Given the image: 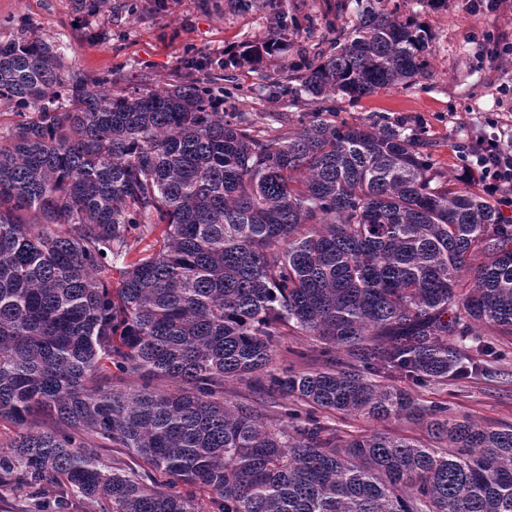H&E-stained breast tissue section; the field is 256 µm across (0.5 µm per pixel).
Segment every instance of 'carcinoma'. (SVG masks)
I'll return each instance as SVG.
<instances>
[{"label":"carcinoma","instance_id":"cac0c4a2","mask_svg":"<svg viewBox=\"0 0 512 512\" xmlns=\"http://www.w3.org/2000/svg\"><path fill=\"white\" fill-rule=\"evenodd\" d=\"M78 14L109 0H72ZM329 53L288 63L285 112H226L217 77L117 88L63 71L21 24L0 41V490L47 512H512V425L448 415L421 390L498 375L512 336V219L435 170L405 121H336L416 83L431 33L354 0ZM272 8L288 51L312 21ZM159 233L134 254L129 240ZM120 278L112 282V272ZM323 366L278 371L277 338ZM159 380L171 383L163 389ZM256 382L258 405L224 395ZM407 420L421 438L352 435L332 415ZM91 432L143 463L101 461ZM279 344L281 349L288 347L296 351H301L306 357L304 359H298L288 354L286 358L277 359V367L283 368L292 364L293 368L297 371L311 370L320 367L322 361L318 356L317 350H319V348L310 337L290 332L288 336H281L279 338Z\"/></svg>","mask_w":512,"mask_h":512}]
</instances>
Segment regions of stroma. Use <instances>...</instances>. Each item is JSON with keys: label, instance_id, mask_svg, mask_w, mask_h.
Segmentation results:
<instances>
[{"label": "stroma", "instance_id": "1", "mask_svg": "<svg viewBox=\"0 0 512 512\" xmlns=\"http://www.w3.org/2000/svg\"><path fill=\"white\" fill-rule=\"evenodd\" d=\"M404 2L381 0L380 6L415 16L431 32L427 74L408 88L382 89L357 102L337 100V116L349 122L377 115L404 119L424 132L437 170L457 177L460 150L483 131L486 118L512 129V59H493L482 40L489 31L500 43H512V0H501L497 10L485 13L475 11L471 0H445L443 6L415 11ZM22 21L40 39L65 45L66 71L87 77L110 71L122 86L155 89L186 77L192 58L216 61L226 50L272 35L267 9L241 12L230 0H168L162 11L155 0H112L110 11L83 17L71 0H0V41ZM288 40L287 53L234 70L237 90L225 100V111H277L264 87L284 80L288 61L307 44L301 34H289ZM498 345L504 356L497 378L429 389L421 399L447 400L449 415L485 426L512 424V337H499Z\"/></svg>", "mask_w": 512, "mask_h": 512}]
</instances>
